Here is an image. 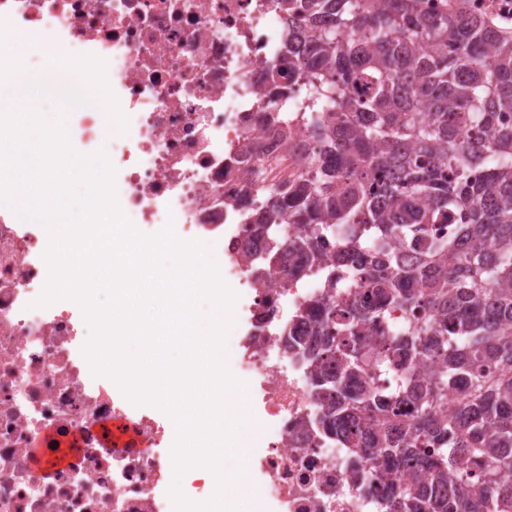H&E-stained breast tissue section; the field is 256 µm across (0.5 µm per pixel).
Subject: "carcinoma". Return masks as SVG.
I'll return each instance as SVG.
<instances>
[{
  "instance_id": "carcinoma-1",
  "label": "carcinoma",
  "mask_w": 512,
  "mask_h": 512,
  "mask_svg": "<svg viewBox=\"0 0 512 512\" xmlns=\"http://www.w3.org/2000/svg\"><path fill=\"white\" fill-rule=\"evenodd\" d=\"M468 2L431 14L423 0H279L300 36L272 82L303 84L297 109L343 162L258 189L274 202L251 216L267 251L250 267L270 276L290 250L320 266V338L294 346L314 367L325 430L344 448L365 440L397 462L444 465L417 471L383 512H512L499 484L512 474V126L500 121L512 112V35ZM459 212L464 228L432 233ZM354 263L353 285L339 288ZM408 308L424 316L365 346L367 322ZM392 366L408 367V414L403 395L349 388ZM452 402L457 416L443 415ZM460 448L481 477L458 466Z\"/></svg>"
}]
</instances>
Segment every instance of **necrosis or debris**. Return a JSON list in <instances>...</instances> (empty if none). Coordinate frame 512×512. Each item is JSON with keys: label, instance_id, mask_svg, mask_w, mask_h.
I'll return each instance as SVG.
<instances>
[{"label": "necrosis or debris", "instance_id": "necrosis-or-debris-1", "mask_svg": "<svg viewBox=\"0 0 512 512\" xmlns=\"http://www.w3.org/2000/svg\"><path fill=\"white\" fill-rule=\"evenodd\" d=\"M0 20L104 62L126 132L97 105L75 116L105 147L130 222L225 252L219 275L245 293L235 353L248 416L267 432L246 454L271 512H376L410 468L340 447L310 363L285 346L311 334L319 269L296 255L269 280L248 270L264 248L249 222L257 187L297 181L320 152L303 113L284 142L265 120L288 37L276 0H0ZM48 246L44 226L0 210V512H174L165 419L93 373L78 303L37 304Z\"/></svg>", "mask_w": 512, "mask_h": 512}]
</instances>
